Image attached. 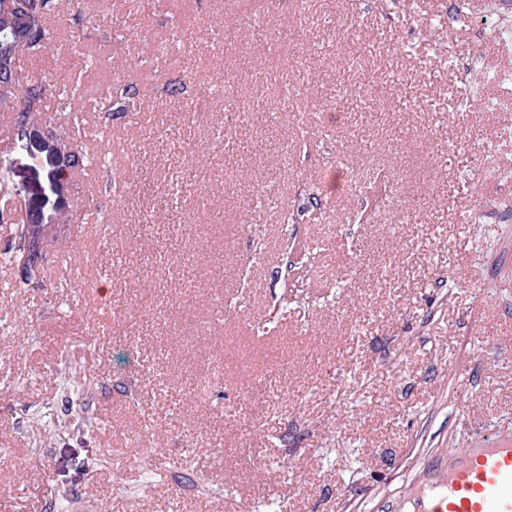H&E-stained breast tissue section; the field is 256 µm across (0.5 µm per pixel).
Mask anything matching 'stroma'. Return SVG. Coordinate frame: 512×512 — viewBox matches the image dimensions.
<instances>
[{
	"label": "stroma",
	"instance_id": "35a3bbf8",
	"mask_svg": "<svg viewBox=\"0 0 512 512\" xmlns=\"http://www.w3.org/2000/svg\"><path fill=\"white\" fill-rule=\"evenodd\" d=\"M54 19L86 53L50 47L24 83L69 90L90 130L105 85L135 86L136 112L75 163L46 138L56 93L38 122L0 112V212L43 229L26 278L0 223V512H410L431 458L512 439V0H58ZM177 33L195 75L170 96L182 58L156 46ZM306 241L339 244L321 278L354 269L335 297L283 276ZM75 248L106 309L61 264ZM136 446L160 476L127 465Z\"/></svg>",
	"mask_w": 512,
	"mask_h": 512
}]
</instances>
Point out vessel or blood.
<instances>
[{
  "label": "vessel or blood",
  "instance_id": "b4317fda",
  "mask_svg": "<svg viewBox=\"0 0 512 512\" xmlns=\"http://www.w3.org/2000/svg\"><path fill=\"white\" fill-rule=\"evenodd\" d=\"M417 512H512V442L450 455L438 477L413 492Z\"/></svg>",
  "mask_w": 512,
  "mask_h": 512
}]
</instances>
